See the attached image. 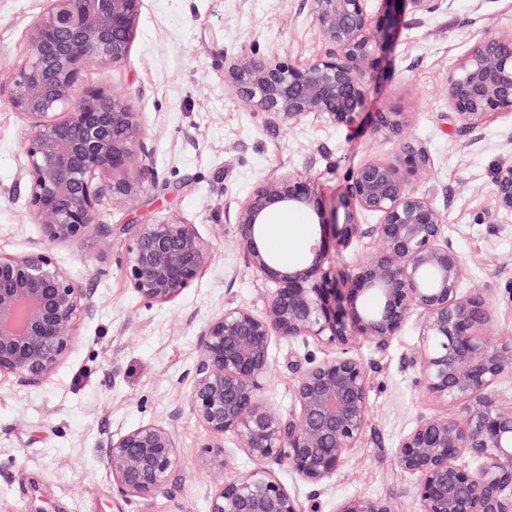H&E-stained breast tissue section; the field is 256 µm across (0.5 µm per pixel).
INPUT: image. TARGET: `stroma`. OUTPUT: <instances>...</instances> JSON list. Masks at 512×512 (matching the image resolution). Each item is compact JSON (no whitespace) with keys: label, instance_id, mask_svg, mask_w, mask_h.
Segmentation results:
<instances>
[{"label":"stroma","instance_id":"obj_1","mask_svg":"<svg viewBox=\"0 0 512 512\" xmlns=\"http://www.w3.org/2000/svg\"><path fill=\"white\" fill-rule=\"evenodd\" d=\"M42 7L43 0H0L1 80L24 58ZM510 27L512 0H443L432 13L406 10L396 39L366 73L367 113L350 132L313 117L274 119L224 83L227 65L243 54L298 65L323 55L310 0H145L128 60L82 74L84 84L109 86L142 112L148 153L130 166L139 188L120 203L103 197L100 231L68 241H47L27 215L23 123L0 97V254L48 253L92 301L49 382L0 384V505L10 512H209L216 486L253 470L229 435L223 445L234 467L214 466L188 396L200 327L228 303L257 312L267 306L273 286L239 250L233 208L257 183L285 171L314 177L329 201L363 161L399 165L408 147L425 148L433 164L417 187L446 213L448 235L468 268L466 287L489 304V340H512V214L498 211L492 194L496 168L512 162V116L465 132L445 95L456 60L488 32ZM381 112L409 113L411 123L378 131ZM164 216L194 225L211 259L190 288L160 305L131 287L122 259L128 226ZM417 349L411 320L385 349L353 343L368 371L369 413L345 465L319 486L275 469L305 512H336L354 495L414 512V478L395 465L393 450L418 419L443 409L417 383L409 363ZM331 353L314 341L276 340L264 401L289 412L299 365ZM147 423L171 426L184 459L146 502L121 493L105 453L112 434Z\"/></svg>","mask_w":512,"mask_h":512}]
</instances>
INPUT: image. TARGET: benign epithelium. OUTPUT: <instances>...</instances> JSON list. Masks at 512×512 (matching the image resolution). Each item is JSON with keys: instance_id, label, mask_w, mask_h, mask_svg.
I'll use <instances>...</instances> for the list:
<instances>
[{"instance_id": "1", "label": "benign epithelium", "mask_w": 512, "mask_h": 512, "mask_svg": "<svg viewBox=\"0 0 512 512\" xmlns=\"http://www.w3.org/2000/svg\"><path fill=\"white\" fill-rule=\"evenodd\" d=\"M311 0L325 56L306 65L258 62L241 55L225 82L255 110L282 121L308 117L349 131L367 101L363 74L378 49L395 37L407 7L432 13L442 0ZM144 0H46L27 35L26 56L0 84L26 126L23 152L30 175L28 216L45 237L64 241L98 227L105 195L127 198L135 183L102 176L125 171L146 154L143 115L105 86L82 83L90 65L118 66L130 56ZM448 109L460 127L475 131L493 115H512V28L480 40L448 72ZM410 123L405 112H382L380 129ZM431 167L413 148L400 166L369 159L328 205L314 178L284 172L257 184L236 203L237 243L254 271L274 285L264 312L227 303L198 332L189 406L209 436L232 435L255 463L253 471L217 486L209 512H305L275 475L287 466L318 486L336 475L368 418V374L348 351L363 340L388 346L415 319L419 351L411 360L418 384L445 409L420 418L402 434L394 461L416 477V512H512V405L494 395L512 376V343L485 337L490 307L466 292V265L448 237V218L434 198L416 188ZM498 209L512 213V164L493 181ZM320 216L319 237L304 260L279 263L266 249L265 227L280 211ZM368 216L377 222L364 223ZM374 238L379 250L345 272L325 267L326 245L349 249ZM211 255L194 225L162 218L131 227L123 263L133 288L151 303L176 299L200 277ZM375 294V311L357 306ZM91 302L46 252L0 255V382L47 383L71 351L80 312ZM278 338L313 339L334 349L306 360L284 415L262 391L272 373ZM475 401L458 417L454 405ZM182 458L175 432L144 424L108 440L106 467L125 494L147 500L168 483ZM479 461L472 469L463 459ZM336 512H392L378 498L353 496Z\"/></svg>"}]
</instances>
